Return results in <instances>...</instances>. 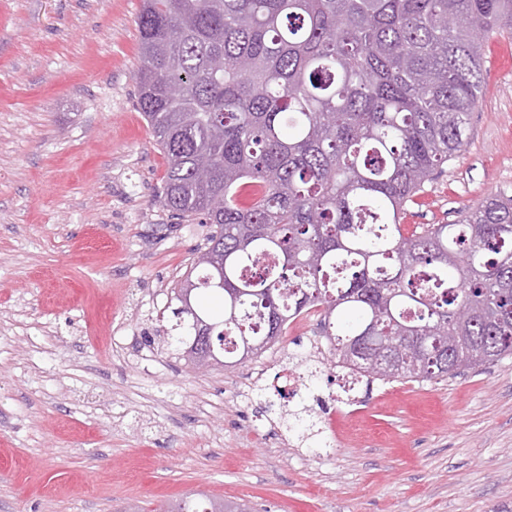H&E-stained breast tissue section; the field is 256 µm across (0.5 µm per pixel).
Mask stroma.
<instances>
[{
    "label": "stroma",
    "instance_id": "obj_1",
    "mask_svg": "<svg viewBox=\"0 0 512 512\" xmlns=\"http://www.w3.org/2000/svg\"><path fill=\"white\" fill-rule=\"evenodd\" d=\"M140 0H0V512H126L192 491L254 512H512V356L355 398L289 327L201 373L156 335L209 227L163 202ZM464 152L402 222L512 195V37L484 41ZM304 375V402L271 397Z\"/></svg>",
    "mask_w": 512,
    "mask_h": 512
}]
</instances>
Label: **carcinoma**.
I'll use <instances>...</instances> for the list:
<instances>
[{
	"label": "carcinoma",
	"instance_id": "carcinoma-1",
	"mask_svg": "<svg viewBox=\"0 0 512 512\" xmlns=\"http://www.w3.org/2000/svg\"><path fill=\"white\" fill-rule=\"evenodd\" d=\"M139 102L165 205L210 225L171 290L168 346L243 362L299 315L334 366L405 355L383 380H445L512 355V196L401 224L462 152L484 40L512 0H142ZM193 287L191 309L177 292ZM159 512H248L190 493Z\"/></svg>",
	"mask_w": 512,
	"mask_h": 512
}]
</instances>
